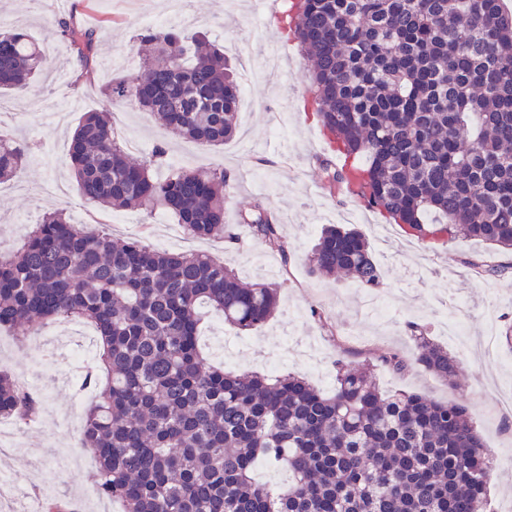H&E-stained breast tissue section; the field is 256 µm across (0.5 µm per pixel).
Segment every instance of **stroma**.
Here are the masks:
<instances>
[{
  "mask_svg": "<svg viewBox=\"0 0 512 512\" xmlns=\"http://www.w3.org/2000/svg\"><path fill=\"white\" fill-rule=\"evenodd\" d=\"M70 13L100 34L97 72L90 85L73 84L71 53L56 33L57 13L48 0H0V15L7 17L9 26L25 28L47 55L44 72L30 87L8 92L20 109L0 113V129L35 148L22 173L0 184V242L17 244L46 212L62 208L75 224L98 218L117 240L137 239L159 251L209 253L243 281L275 284L279 295L274 317L244 333L225 324L223 313L208 314L201 343L214 364L234 371L296 373L329 392L336 358L358 365L370 357L375 361L372 377L383 394L412 392L441 403H467L488 448H503L512 441V431L505 428L512 413L499 407L500 390L512 387V367L502 361L512 349L496 336L488 348L464 353L451 344L444 328L455 298L467 305L464 328L469 334L481 336L488 327L499 330L512 324V272L500 277L484 274L491 267L512 265V251L461 236L420 240L385 219L361 214L355 225L382 271L380 293L389 320L359 313L365 290L356 282L311 276L307 257L321 229L340 223L352 204L324 184L321 161L330 151L321 141L316 113L307 109L312 94L303 53L282 29L262 23L263 12L254 0H188L180 17L187 33L224 46L240 75L262 61L267 45L283 46L278 73L249 85L238 105V134L219 148L175 136L152 113L108 98L113 79L142 63L131 46L134 31L162 26L161 13L143 18L135 0H79ZM106 105L115 136L123 141L137 137L133 158L145 159L161 144L173 166L221 167L233 173L239 206L265 199L278 218L287 255L265 250L233 211L225 216L232 238L178 239L176 223L166 211L148 214L86 204L68 164V138L84 112ZM411 321L426 325L430 336L458 358L456 384L417 368L398 374L377 363V355L386 351L409 354ZM86 333L85 327L65 320L50 322L25 338L18 328L0 327V363L14 376L40 371L37 392L43 398L40 415L15 426L14 442L0 454V472L40 503L63 501L69 512H120L92 480L96 461L82 446V425L68 424L62 415L81 387L72 381L56 339L77 340Z\"/></svg>",
  "mask_w": 512,
  "mask_h": 512,
  "instance_id": "stroma-1",
  "label": "stroma"
}]
</instances>
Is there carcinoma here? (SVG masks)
Masks as SVG:
<instances>
[{
	"label": "carcinoma",
	"instance_id": "carcinoma-1",
	"mask_svg": "<svg viewBox=\"0 0 512 512\" xmlns=\"http://www.w3.org/2000/svg\"><path fill=\"white\" fill-rule=\"evenodd\" d=\"M285 29L307 54L312 102L343 163L323 164L340 189L356 177L368 202L418 239L464 236L512 249V11L503 0H300ZM74 84L95 74L97 32L56 18ZM145 65L112 82L111 99L153 113L179 137L219 147L237 133L240 85L224 49L176 25L137 31ZM44 63L28 35L0 30V92L27 86ZM27 146L0 133V183L17 176ZM90 204L169 211L195 239L226 234L224 169H174L158 146L137 162L115 140L108 109L84 113L68 149ZM267 250L286 246L266 202L239 211ZM312 273L383 285L364 235L322 229ZM277 288L241 283L201 253L118 243L94 227L46 214L21 245L0 252V326L37 332L59 318L94 325L108 381L87 410L83 443L102 496L123 512H486L495 465L464 403L416 393L392 398L336 360L326 395L294 374L213 365L199 347L204 309L239 331L277 308ZM411 356L381 353L454 384L448 349L408 323ZM36 395L0 368V416L32 420ZM282 469L273 491L257 462Z\"/></svg>",
	"mask_w": 512,
	"mask_h": 512
}]
</instances>
